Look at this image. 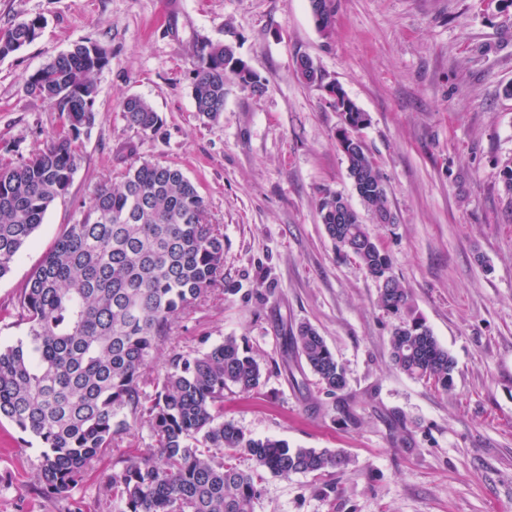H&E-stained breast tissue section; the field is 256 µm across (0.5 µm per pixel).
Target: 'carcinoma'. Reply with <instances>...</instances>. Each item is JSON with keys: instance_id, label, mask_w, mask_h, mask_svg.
<instances>
[{"instance_id": "obj_1", "label": "carcinoma", "mask_w": 512, "mask_h": 512, "mask_svg": "<svg viewBox=\"0 0 512 512\" xmlns=\"http://www.w3.org/2000/svg\"><path fill=\"white\" fill-rule=\"evenodd\" d=\"M323 32H332L336 0H311ZM40 17L0 31V58L33 43ZM98 44L76 43L30 75L26 92L65 113L66 124L45 149L0 165V278L11 272L64 197L77 169V141L95 122L96 76L110 63ZM233 46L202 44L192 96L209 120L224 111ZM298 69L308 84L325 75L306 57ZM124 117L141 132L157 133L162 119L137 96ZM355 192L375 224H392L384 178L361 143L343 149ZM319 215L338 252L353 255L379 283V306L401 316L390 337L393 365L436 389L448 390L455 363L432 331L414 316L409 292L360 213L336 223L343 195L319 190ZM224 280V232L206 217L194 183L172 165L131 163L117 186L97 189L83 217L66 225L22 288L24 334L0 347V420L38 438L43 489L72 501V492L118 448L130 423L149 427L153 444L115 458L104 489L115 512H255L262 473L326 475L347 464L338 451L291 448L253 438L224 420V391L249 394L263 376L258 360L227 337L200 352L169 354L144 388V370L178 315ZM292 345L328 395L348 388L346 372L323 336L298 326Z\"/></svg>"}]
</instances>
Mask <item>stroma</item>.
Segmentation results:
<instances>
[{"mask_svg":"<svg viewBox=\"0 0 512 512\" xmlns=\"http://www.w3.org/2000/svg\"><path fill=\"white\" fill-rule=\"evenodd\" d=\"M35 16L39 37L0 59V163L22 162L64 124L26 94L32 73L80 40L111 61L68 193L0 279V345L24 333L26 280L96 189L119 182L125 156L176 166L224 228V284L178 316L145 379L172 351L235 337L263 377L250 394L225 392V419L349 459L324 479L264 475L256 512H512V191L500 177L512 160V0H336L329 35L310 0H0V30ZM207 41L233 45L265 82L256 93L228 79L213 121L192 98ZM303 56L368 115L356 135L396 217L370 230L455 361L448 391L395 368L396 319L377 305L378 282L338 254L320 221V189L360 201L338 145L342 117L301 78ZM130 96L158 112V133L128 125ZM303 323L345 368L342 398L319 391L292 349ZM41 453L0 422V512H69L42 490ZM115 456L74 490L84 512H113L102 477ZM325 480L334 501L316 492Z\"/></svg>","mask_w":512,"mask_h":512,"instance_id":"obj_1","label":"stroma"}]
</instances>
